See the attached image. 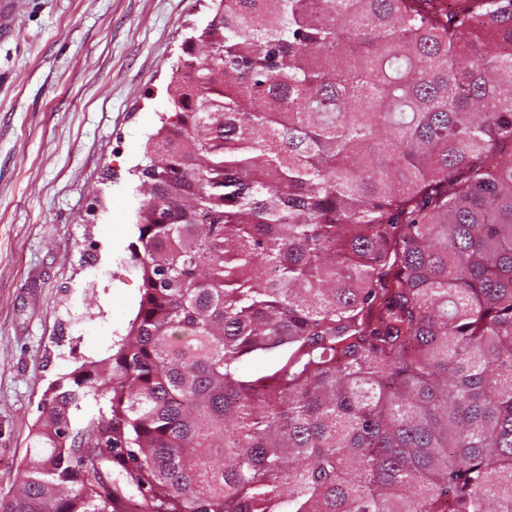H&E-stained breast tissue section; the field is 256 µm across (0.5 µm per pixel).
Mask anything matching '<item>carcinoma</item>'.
I'll return each mask as SVG.
<instances>
[{
	"label": "carcinoma",
	"mask_w": 512,
	"mask_h": 512,
	"mask_svg": "<svg viewBox=\"0 0 512 512\" xmlns=\"http://www.w3.org/2000/svg\"><path fill=\"white\" fill-rule=\"evenodd\" d=\"M320 2L220 0L0 512H512V0Z\"/></svg>",
	"instance_id": "1"
}]
</instances>
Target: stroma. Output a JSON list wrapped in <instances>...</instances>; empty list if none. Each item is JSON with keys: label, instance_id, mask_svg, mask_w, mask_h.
<instances>
[{"label": "stroma", "instance_id": "35a3bbf8", "mask_svg": "<svg viewBox=\"0 0 512 512\" xmlns=\"http://www.w3.org/2000/svg\"><path fill=\"white\" fill-rule=\"evenodd\" d=\"M214 0H14L0 38V499L47 387L116 348L142 282L134 173Z\"/></svg>", "mask_w": 512, "mask_h": 512}]
</instances>
